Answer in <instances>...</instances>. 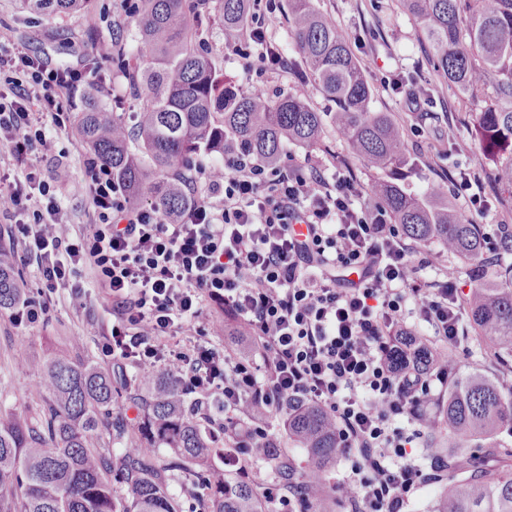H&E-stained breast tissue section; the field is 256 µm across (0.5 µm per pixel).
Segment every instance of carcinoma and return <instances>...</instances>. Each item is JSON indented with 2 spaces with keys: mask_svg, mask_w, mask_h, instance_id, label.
Here are the masks:
<instances>
[{
  "mask_svg": "<svg viewBox=\"0 0 512 512\" xmlns=\"http://www.w3.org/2000/svg\"><path fill=\"white\" fill-rule=\"evenodd\" d=\"M89 0H19L24 11L47 17L84 11ZM224 32L244 26L250 0H217ZM420 24L432 49L434 70L463 95L492 87L494 96L475 115L484 153L493 161L494 184L512 204V0H398ZM290 32L310 80L333 104L331 122L349 152L387 170L370 193L408 238L437 242L456 258L479 261L489 251L478 225L466 223L437 194L407 193L414 163L404 138L385 112L371 109L372 90L345 33L317 10L314 0H288ZM196 15L190 24L185 18ZM206 21L196 0H141L136 36L142 66L128 73L145 95L140 110L106 112L86 102L78 116L80 141L112 166V176L137 202L147 199L174 216L186 205L185 185L196 156L224 153L232 141L269 164L279 162L284 142H318L322 113L296 96L276 101L236 91L212 58L194 44ZM135 141L136 150L129 143ZM25 289L13 256L0 249V311L13 310ZM472 340L503 371L512 369V263L496 278H479L465 299ZM410 367L430 374L450 355L429 345L396 341ZM132 399L134 422L112 421V375L66 353L43 364L34 392L46 401L29 417L0 414V512H181L169 488L177 473L206 486L211 512H262L252 484L233 472L208 482L206 460L221 440L189 410V397L160 372L139 378ZM288 437L306 450L308 475L322 489L315 508L333 496L325 472L336 460V428L308 407L288 417ZM512 432V389L479 370L450 371L429 427L432 448L448 436L453 452L437 458L434 479L446 478L431 512H512V471L500 457L512 448L486 446ZM108 436L115 447L99 444Z\"/></svg>",
  "mask_w": 512,
  "mask_h": 512,
  "instance_id": "obj_1",
  "label": "carcinoma"
}]
</instances>
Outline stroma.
<instances>
[{"label":"stroma","mask_w":512,"mask_h":512,"mask_svg":"<svg viewBox=\"0 0 512 512\" xmlns=\"http://www.w3.org/2000/svg\"><path fill=\"white\" fill-rule=\"evenodd\" d=\"M315 3L346 33L372 87L374 111L388 113L399 127L414 159L408 189L420 195L448 194L453 177L462 170L480 173L487 179L491 161L479 147L472 115L491 98V89L464 97L442 80L431 66L429 47L422 40L416 22L397 9L395 0H315ZM208 14L210 21L197 38V47L213 55L225 77L232 80L239 91L248 92L241 66L230 49L233 39L225 35L220 22L216 0H211ZM0 25L10 27L31 55L54 68L85 66L93 45L101 40L122 42L130 61L140 58L134 24L122 13L120 0H90L88 13L50 19L20 11L15 0H0ZM275 38L291 65L288 71L266 74L269 97L275 100L294 95L307 99L317 111H331V103L301 70L300 56L287 21H280ZM419 85L428 89L431 100L418 109H408L405 93ZM450 125L457 130V139L452 143L443 137ZM56 148L64 153L68 165L60 194L71 213L70 230L75 233L93 219L81 178L80 157L84 148L76 129L71 127L59 134ZM314 160L330 168H350L365 189L385 176L384 171L368 168L364 162L353 158L345 141L329 122L325 123L322 138L316 145H286L280 162L304 166ZM485 187L492 200L491 207L479 213L469 208L464 200H457L455 206L462 218L482 225L489 233L496 225H512V207L503 204V192L488 179ZM417 254L430 256L433 261L431 267L418 272L419 282L430 283L448 273L462 291H469L472 286L470 262L449 256L433 242L418 245ZM112 321L111 304L94 299L85 309L76 311L59 293L53 294L44 321L28 331L14 322L11 312L1 311L0 408L29 415L38 412L41 402L32 387L44 359L55 351H68L110 369L116 386L123 389L125 396L135 392V385L126 384L123 373L113 369L111 360L101 352L103 338L109 334Z\"/></svg>","instance_id":"obj_1"}]
</instances>
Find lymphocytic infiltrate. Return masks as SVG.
I'll return each instance as SVG.
<instances>
[{"label": "lymphocytic infiltrate", "mask_w": 512, "mask_h": 512, "mask_svg": "<svg viewBox=\"0 0 512 512\" xmlns=\"http://www.w3.org/2000/svg\"><path fill=\"white\" fill-rule=\"evenodd\" d=\"M281 0H252L248 24L232 48L251 92L289 61L269 33ZM0 144L12 166L0 167V215L12 238L37 257L44 290L14 311L32 328L47 298L66 290L72 309L86 308L89 288L115 312L102 351L120 369L172 376L202 422L224 414V465L248 477V462L278 456L271 413L315 406L333 419L339 451L349 461L337 495L354 512H406L424 482L410 457L403 421L426 424L419 408L447 369L424 375L396 367L391 341L430 327L454 343L464 333V307L452 278L420 288L413 250L388 212L365 199L347 170L308 171L270 165L234 143L224 161L198 169L178 220L134 204L95 152L81 172L94 212L70 234V212L47 164L62 165L54 131L67 129L68 94L107 77L85 67L52 68L29 56L0 27ZM91 285L74 282L77 267ZM228 316L215 344L199 318L206 303ZM195 333L190 352L171 344Z\"/></svg>", "instance_id": "obj_1"}]
</instances>
